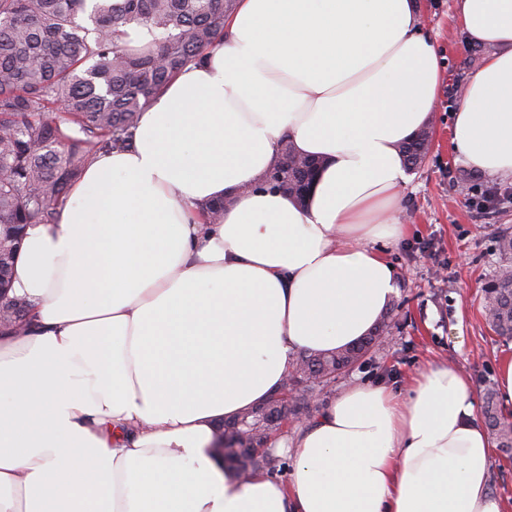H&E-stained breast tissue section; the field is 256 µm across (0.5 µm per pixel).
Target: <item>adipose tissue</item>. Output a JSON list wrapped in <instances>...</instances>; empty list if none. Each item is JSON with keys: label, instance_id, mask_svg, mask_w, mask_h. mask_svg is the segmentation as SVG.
I'll return each instance as SVG.
<instances>
[{"label": "adipose tissue", "instance_id": "ef3b65f1", "mask_svg": "<svg viewBox=\"0 0 512 512\" xmlns=\"http://www.w3.org/2000/svg\"><path fill=\"white\" fill-rule=\"evenodd\" d=\"M455 13L490 52L454 149L512 176V0ZM421 18L418 0H238L134 146L97 154L57 221L27 228L30 329L0 331V512H507L472 382L445 365L404 397L355 383L322 405L288 479L241 482L212 451L295 351L356 343L397 293L375 244L409 233L399 147L444 77ZM284 140L322 162L302 205L261 183Z\"/></svg>", "mask_w": 512, "mask_h": 512}]
</instances>
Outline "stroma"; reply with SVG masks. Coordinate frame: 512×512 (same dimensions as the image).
Masks as SVG:
<instances>
[{
	"mask_svg": "<svg viewBox=\"0 0 512 512\" xmlns=\"http://www.w3.org/2000/svg\"><path fill=\"white\" fill-rule=\"evenodd\" d=\"M420 3L430 20L425 32L444 58L446 77L431 115L434 145L411 169L404 190L399 218L410 232L383 248L397 274L394 326L380 350L317 394L320 405L362 381L406 391L409 378L431 364L462 371L480 391L496 384L501 359L512 357V340L497 337L482 311L483 288L500 262L495 236L512 228V178L489 177L454 151L457 89L480 64L471 61L472 47L458 31L454 0Z\"/></svg>",
	"mask_w": 512,
	"mask_h": 512,
	"instance_id": "35a3bbf8",
	"label": "stroma"
}]
</instances>
